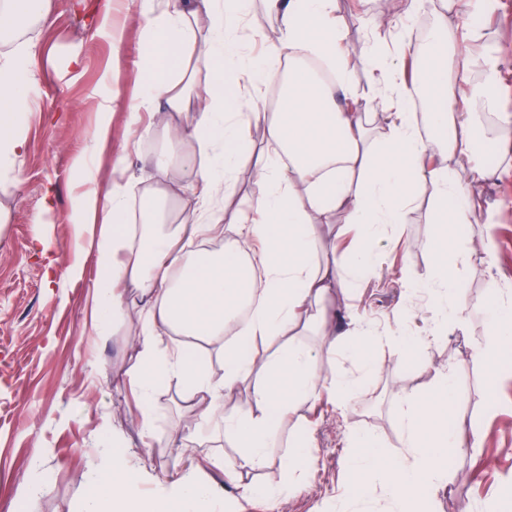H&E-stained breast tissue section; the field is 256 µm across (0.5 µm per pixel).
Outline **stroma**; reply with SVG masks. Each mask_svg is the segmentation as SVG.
Segmentation results:
<instances>
[{
    "label": "stroma",
    "mask_w": 512,
    "mask_h": 512,
    "mask_svg": "<svg viewBox=\"0 0 512 512\" xmlns=\"http://www.w3.org/2000/svg\"><path fill=\"white\" fill-rule=\"evenodd\" d=\"M112 5L123 28L120 43L93 22V9ZM384 0H336V15L345 23V40L353 49L349 70L353 85L368 88L372 71L359 55L368 39V20ZM453 25L472 28L482 36L480 66L473 81L485 79V68L495 70L494 108L483 116L490 140H497L499 113H512V0H500L494 13L453 18ZM145 21L125 0H52L47 23L37 26V55L30 109L23 126L28 150L14 165L11 178L0 181V206L9 213L0 223V512H19L21 481L48 479L47 492L37 512H77L88 487L91 468L101 466L106 446L104 428H113L136 465H145L144 489L166 493L177 471L186 463L188 444L184 427L191 416L183 388L175 383L154 394L150 428L160 445H142V429L134 415L135 389L131 372L135 361L129 349L136 325L127 321H99L95 294L98 271L94 260L80 270L72 265L91 240L98 225L71 223L81 192L71 172L75 155L90 152L101 104L112 103V148L100 156L102 181L129 183L135 200L156 186L148 178V161L167 148L164 129L155 114L143 115L141 127L126 121V108L134 100L144 75L138 63L147 46ZM282 25L266 0H248L237 32L243 54L264 57L277 45ZM79 65H71V57ZM251 152L236 173V189L225 200L226 215L247 210L264 193L253 171L275 149L264 128L248 132ZM127 160L125 173L112 169V160ZM54 188L53 204L43 208L46 188ZM481 202L491 209L495 224L494 270L504 290L512 292V177L486 185ZM430 189H422L405 224L387 229L374 243L380 265L403 266L401 279L365 281L337 290L336 304L344 315L372 323L383 336L421 338L424 322L400 320L399 311L426 303L411 278L426 275L428 257L422 242L434 232ZM481 250L469 252L458 266L465 295L473 305L463 327L448 329L422 352L406 354L401 346L385 344L375 356L381 373L369 376L353 404L344 411L321 398L317 410L300 406L292 425L311 424L316 430L320 460L298 476V488L268 507L258 497L220 500L216 512H391L390 502L372 492L361 501L351 500L347 434L359 428L379 436L394 457L407 459L396 425V395L427 384L436 368L453 365L456 391L463 397L467 419L482 435L478 448L448 459L449 476L429 500L430 512H512V497L501 494L512 483V354L498 365V381L487 390L482 366L473 350L488 336L489 326L476 299L486 297L484 279L472 276L484 264ZM315 350L329 378L355 375L358 364L343 348L324 349L319 336L301 337Z\"/></svg>",
    "instance_id": "35a3bbf8"
}]
</instances>
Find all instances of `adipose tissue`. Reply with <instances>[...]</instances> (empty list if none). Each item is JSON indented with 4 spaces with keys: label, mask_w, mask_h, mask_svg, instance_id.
<instances>
[{
    "label": "adipose tissue",
    "mask_w": 512,
    "mask_h": 512,
    "mask_svg": "<svg viewBox=\"0 0 512 512\" xmlns=\"http://www.w3.org/2000/svg\"><path fill=\"white\" fill-rule=\"evenodd\" d=\"M49 2L0 0V41L7 44L0 52V179L27 150L22 127L36 52L28 31L47 17ZM267 2L281 19L283 37L270 57L257 63L242 56L235 37L241 25L236 0H137L150 19V49L141 62L147 79L127 108V121L138 124L144 112L158 115L168 149L155 154L150 164L161 178L171 167L179 168L200 201L194 223L159 232L144 224L128 230L125 186L116 183L100 193L99 173L88 155L72 161L77 179L89 185L73 221L101 227L95 263L102 314L127 318L128 291L138 298L131 379L139 415L149 419L158 386L181 385L194 410L190 429L202 422L214 425L225 443L237 448L238 459L225 468L224 481L243 493L254 491L251 473L266 465L269 449L276 447L298 405L316 404L325 394L335 408L346 409L362 377L380 371L373 357L380 338L372 326L343 321L340 311L318 303L347 281L375 275L371 242L385 225L404 223L423 185L432 188L436 224L422 244L428 256L427 276L419 282L430 295L426 319L435 336L461 322L469 301L453 261L470 249L463 227L490 225L489 214L474 198L483 182L498 176L476 161L482 144L480 117L472 103L487 94L469 78L477 31L442 24L419 51L402 38L385 51L375 43L363 46L376 75L362 93L349 79L350 49L335 16V0ZM202 11L211 25L198 55L218 66H235L248 74L254 88L283 84L287 94L280 109L268 114L249 100L244 111H225L220 69L213 74L208 99L193 103V74L181 62L189 53L187 35ZM452 42L462 43L463 52L449 55ZM300 52L327 59L335 71V87L315 84L299 68L280 71L281 59ZM411 56L420 74L413 86L401 75ZM416 93L424 97L420 114L407 106ZM188 111L194 114L192 125L172 122L173 114ZM368 111L386 124L383 140L373 149L364 124ZM259 123L268 143L287 155L288 164L271 161L257 168L264 195L228 225L221 201L250 152L245 132ZM334 214L361 225L363 239L324 263L318 239ZM228 232L253 241L248 258L206 249V242ZM483 308L491 334L476 347L474 358L486 364L493 384L500 357L512 345V296L489 281ZM299 327L318 328L329 346L350 351L360 364L359 376L321 387L323 373L314 351L292 337ZM259 339L276 343V350L264 356L250 353ZM212 344L219 345L224 357L219 376L203 355ZM244 386L251 406L242 411L233 398ZM459 403L450 367L436 370L424 392L399 394L396 423L405 446L413 450L408 462L389 454L373 434L351 429L348 468L355 497L377 489L396 503V512H414L416 500L441 485L449 456L464 447L462 431L470 430L472 441L480 439ZM105 454L108 464L95 472L78 512H208L216 496L198 464L178 473L169 494H147L141 489L145 472L131 463L120 440H113Z\"/></svg>",
    "instance_id": "1"
}]
</instances>
